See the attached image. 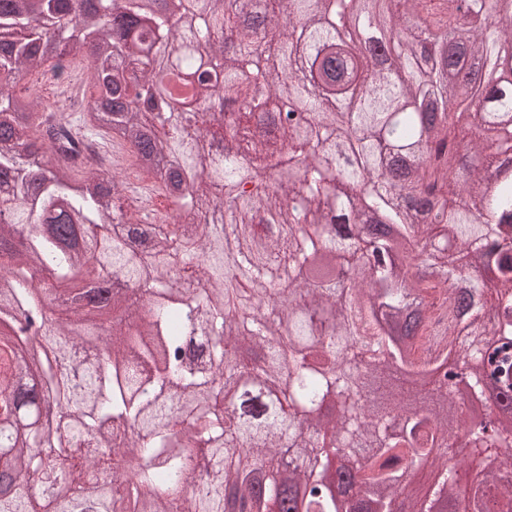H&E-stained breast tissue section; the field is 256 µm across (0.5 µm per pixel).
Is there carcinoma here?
I'll list each match as a JSON object with an SVG mask.
<instances>
[{"instance_id": "1", "label": "carcinoma", "mask_w": 512, "mask_h": 512, "mask_svg": "<svg viewBox=\"0 0 512 512\" xmlns=\"http://www.w3.org/2000/svg\"><path fill=\"white\" fill-rule=\"evenodd\" d=\"M158 2L0 0V512H400L428 467L419 512H512V0ZM49 61L90 91L52 121ZM45 65L39 72L28 77L23 83L33 81L37 84L44 95L45 99L50 101L56 100V97L62 95L69 97L71 93L80 88L81 85V70L80 66L76 63L71 65L68 78H56L51 70V67ZM125 167L126 169H121L122 171H124V175L126 178L125 192L129 191V194L131 196L142 198V200L144 201L149 200L146 202L162 208V199L157 198L151 192L154 191L152 179L142 174L136 168V166L131 165V161L130 163H127Z\"/></svg>"}]
</instances>
